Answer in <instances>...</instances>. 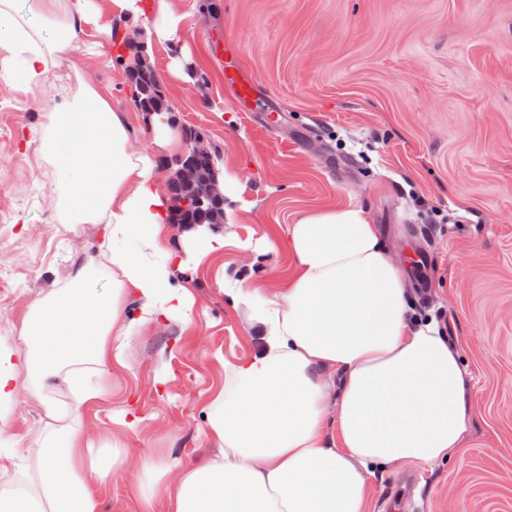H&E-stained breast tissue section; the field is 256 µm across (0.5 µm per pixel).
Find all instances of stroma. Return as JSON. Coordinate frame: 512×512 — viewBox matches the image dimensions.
<instances>
[{
    "label": "stroma",
    "instance_id": "1",
    "mask_svg": "<svg viewBox=\"0 0 512 512\" xmlns=\"http://www.w3.org/2000/svg\"><path fill=\"white\" fill-rule=\"evenodd\" d=\"M99 5L98 24L79 39L100 58L71 54L59 72L109 88L133 145L151 146L153 127L125 76V38L147 42L177 125L217 146L234 179L225 234L253 243L176 269L174 284L195 296L192 325L143 328L117 389L84 409L89 435L122 437L128 454L124 476L101 490V512H142L129 486L149 481L144 460L182 466L211 453L202 403L224 384V362L257 346L222 278L277 287L292 263L288 224L348 206L367 210L402 265L427 255V269L409 268L416 309L457 348L469 394L460 448L430 470L377 473L369 512H512V0H171L182 17L171 41L152 39L153 14ZM228 36L258 79L264 111H237L224 88L216 46ZM39 99L0 80V280L12 283L0 293L4 346L18 344L34 300L97 254L96 225L64 233L49 222L51 170L24 148L41 135ZM163 361L175 377L159 386ZM126 408L142 419L136 430L119 422ZM45 422L20 393L9 428L20 447H35ZM396 493L405 507L393 504Z\"/></svg>",
    "mask_w": 512,
    "mask_h": 512
}]
</instances>
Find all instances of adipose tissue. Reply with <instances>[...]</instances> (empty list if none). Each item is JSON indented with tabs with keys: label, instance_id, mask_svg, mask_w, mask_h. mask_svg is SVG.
<instances>
[{
	"label": "adipose tissue",
	"instance_id": "obj_1",
	"mask_svg": "<svg viewBox=\"0 0 512 512\" xmlns=\"http://www.w3.org/2000/svg\"><path fill=\"white\" fill-rule=\"evenodd\" d=\"M99 17L98 0H0V80L51 103L34 154L52 169L53 218L67 231L100 227L96 261L28 307L19 345L0 346V405L24 391L50 420L36 448L0 452V470L23 481L0 492V512H101L98 488L127 454L82 431L96 378L124 366L144 325L192 324V291L171 283L178 253L198 265L231 243L208 224H169L155 162L132 148L106 90L81 78L56 100L58 60ZM287 248L294 267L282 285L229 292L262 345L225 364L229 386L205 402L214 455L173 477L152 461L151 482L130 487L146 512H368L377 471L444 461L467 431L459 354L417 315L366 210L306 214L289 225ZM61 382L70 400L56 397Z\"/></svg>",
	"mask_w": 512,
	"mask_h": 512
}]
</instances>
